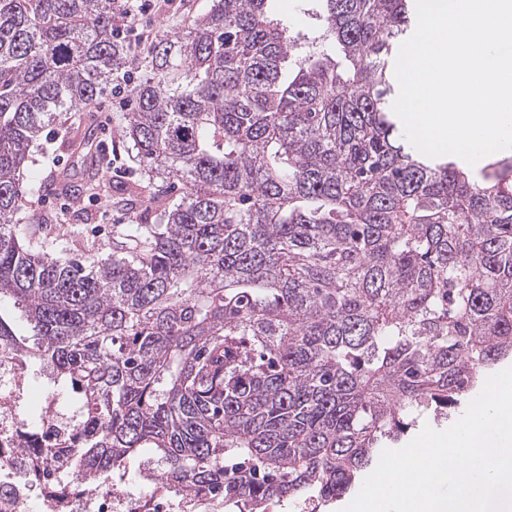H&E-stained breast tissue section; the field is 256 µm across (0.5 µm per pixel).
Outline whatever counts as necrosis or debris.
Returning <instances> with one entry per match:
<instances>
[{"instance_id": "obj_1", "label": "necrosis or debris", "mask_w": 512, "mask_h": 512, "mask_svg": "<svg viewBox=\"0 0 512 512\" xmlns=\"http://www.w3.org/2000/svg\"><path fill=\"white\" fill-rule=\"evenodd\" d=\"M28 366L0 349V512H187L189 493L126 489L124 476L89 485L69 471L56 433L79 436L54 398L33 394Z\"/></svg>"}]
</instances>
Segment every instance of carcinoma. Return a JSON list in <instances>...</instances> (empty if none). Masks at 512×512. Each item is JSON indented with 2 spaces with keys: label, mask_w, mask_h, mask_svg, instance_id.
<instances>
[{
  "label": "carcinoma",
  "mask_w": 512,
  "mask_h": 512,
  "mask_svg": "<svg viewBox=\"0 0 512 512\" xmlns=\"http://www.w3.org/2000/svg\"><path fill=\"white\" fill-rule=\"evenodd\" d=\"M210 0L152 43L120 136L141 178L87 188L112 248L33 245L20 177L62 114L126 71L114 0H0V349L80 396L88 483L150 449L156 479L234 512L355 488L421 416L512 357V157L429 158L392 108L413 0ZM314 2L306 0H277L273 2L274 15L292 27L294 35L310 33L315 20L311 19L308 9L315 8Z\"/></svg>",
  "instance_id": "cac0c4a2"
}]
</instances>
